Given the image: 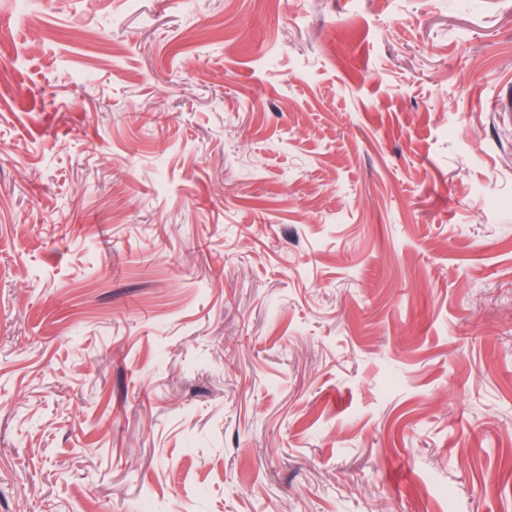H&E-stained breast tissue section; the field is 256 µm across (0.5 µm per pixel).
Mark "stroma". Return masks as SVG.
I'll return each mask as SVG.
<instances>
[{"instance_id":"35a3bbf8","label":"stroma","mask_w":512,"mask_h":512,"mask_svg":"<svg viewBox=\"0 0 512 512\" xmlns=\"http://www.w3.org/2000/svg\"><path fill=\"white\" fill-rule=\"evenodd\" d=\"M0 0V512H512V0Z\"/></svg>"}]
</instances>
